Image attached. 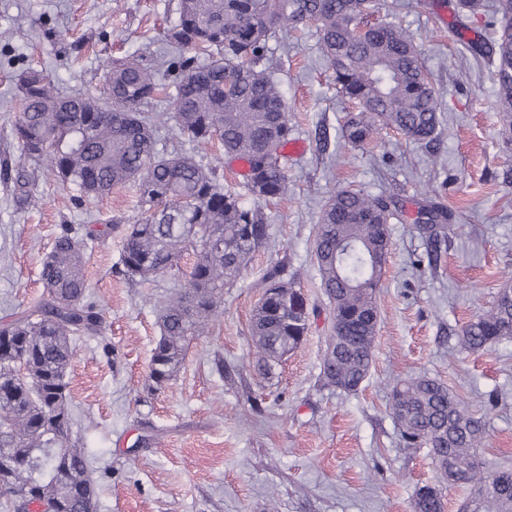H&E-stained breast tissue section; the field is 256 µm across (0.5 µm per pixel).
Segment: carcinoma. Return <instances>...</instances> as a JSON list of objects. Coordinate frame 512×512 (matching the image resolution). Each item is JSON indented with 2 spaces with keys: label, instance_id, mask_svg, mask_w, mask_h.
Returning a JSON list of instances; mask_svg holds the SVG:
<instances>
[{
  "label": "carcinoma",
  "instance_id": "cac0c4a2",
  "mask_svg": "<svg viewBox=\"0 0 512 512\" xmlns=\"http://www.w3.org/2000/svg\"><path fill=\"white\" fill-rule=\"evenodd\" d=\"M485 0H455L458 20L486 11ZM376 0H179L177 22L164 33L176 51L167 65L175 89L170 119L199 145L218 141L224 154L247 161L242 194L224 189L217 167L190 154L156 148L155 113L161 92L156 72L135 58L104 66L101 97L70 96L62 104L38 69L21 73V112L13 133L26 158L81 199L116 187H136L141 216L127 226L121 263L128 278L149 284L192 258L184 289L161 303L160 336L149 378L161 385L179 370L190 341L208 333L224 288L247 268L268 237L258 204L288 186L284 150L294 131L268 40L278 30L313 21L336 86L355 105L341 128L353 146L393 131L409 143H428L438 131V96L413 35L375 18ZM489 42L469 44L486 59L496 90L500 134L512 141V0H494ZM401 213L392 200L361 190L331 191L321 212L314 255L322 288L334 306L333 334L321 373L326 384L355 392L368 377L378 326L376 294L383 267L371 255L387 253L389 224ZM450 215L427 200L416 229L445 234ZM84 237L61 227L40 276L47 299L0 323V498L11 512H96L90 460L70 445L72 414L64 377L76 356L74 337L95 334L101 315L86 300ZM251 319L256 369L261 374L295 350L309 328L305 298L278 268L267 273ZM512 340V285L489 310L461 327L458 343L478 352ZM389 408L406 448L427 445L443 475L454 471L476 489L459 512H512V471L482 470L477 450L486 422L444 383L414 377L394 385ZM413 512H444L443 489H415Z\"/></svg>",
  "mask_w": 512,
  "mask_h": 512
}]
</instances>
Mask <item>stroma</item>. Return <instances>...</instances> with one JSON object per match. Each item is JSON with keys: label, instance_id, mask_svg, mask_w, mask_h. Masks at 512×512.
Listing matches in <instances>:
<instances>
[{"label": "stroma", "instance_id": "stroma-1", "mask_svg": "<svg viewBox=\"0 0 512 512\" xmlns=\"http://www.w3.org/2000/svg\"><path fill=\"white\" fill-rule=\"evenodd\" d=\"M449 3L394 0L389 15L423 44L438 92L440 127L428 145L393 132L344 145L352 107L325 67L315 25L269 39L304 150L288 156L287 193L260 205L266 244L225 288L208 334L190 341L177 375L159 386L149 379L160 336L155 303L184 285L188 261L149 285L128 280L122 230L140 212L135 188L78 201L22 155L13 124L17 76L27 68L45 70L63 96L100 95L102 65L115 57L161 68V38L179 0H0V167L10 172L0 177V319L45 298L40 266L61 226L91 233L87 299L102 326L77 340L66 394L71 439L91 459L96 512H412L415 489L442 479L429 448L401 444L388 397L420 375L485 418V466L512 468V341L467 353L457 337L512 273V144L499 135L487 62L467 47L490 29L478 20L457 37ZM155 137L166 152L218 166L225 187L241 190L245 177L220 144L189 142L166 119ZM17 173L30 181L22 204ZM347 186L404 210L390 226L373 365L353 393L320 375L333 314L313 252L330 192ZM425 195L452 214L436 251L412 221ZM275 266L295 280L310 321L299 347L264 378L254 369L250 319L258 284Z\"/></svg>", "mask_w": 512, "mask_h": 512}]
</instances>
